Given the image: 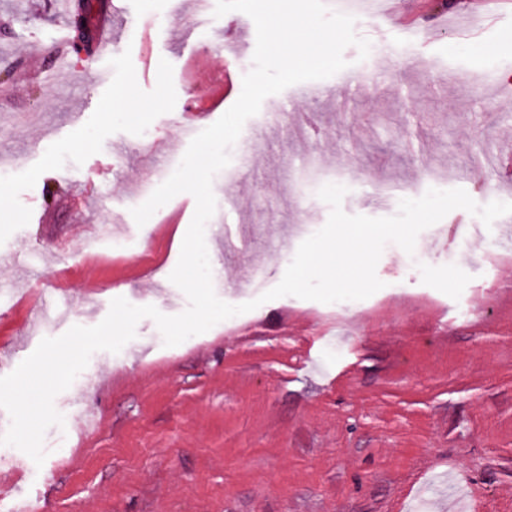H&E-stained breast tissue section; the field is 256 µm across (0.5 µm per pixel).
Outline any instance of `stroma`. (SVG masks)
Segmentation results:
<instances>
[{"label":"stroma","mask_w":512,"mask_h":512,"mask_svg":"<svg viewBox=\"0 0 512 512\" xmlns=\"http://www.w3.org/2000/svg\"><path fill=\"white\" fill-rule=\"evenodd\" d=\"M89 23L113 10L112 42L79 55L63 0H0V376L46 337L93 326L114 298L166 315L187 309L169 276L180 227L195 211L181 193L144 226L130 210L141 182L158 187L188 144L179 118L191 96L182 66L228 60L237 100L252 67V20L232 57L224 19L193 0H84ZM463 0H403L417 28L376 36L388 18H357L367 57L347 47L345 72L267 97L230 150L213 192L221 220L205 227L230 304L276 286L330 208L325 184L347 187L346 213L394 215L404 198L462 167L481 205L512 202L484 140L512 143V11L467 22ZM111 69L98 85L88 70ZM171 148L155 156L142 138ZM43 212L42 227L32 225ZM123 225L124 250L106 229ZM473 230L456 252L447 227ZM456 209L422 231L414 254L388 244L382 289L356 312L284 296L168 347L141 319L120 352L92 354L85 377L54 399L63 425L45 433L43 465L0 445V473L23 468L7 512H512V307L496 299L512 261L494 252L503 226Z\"/></svg>","instance_id":"1"}]
</instances>
